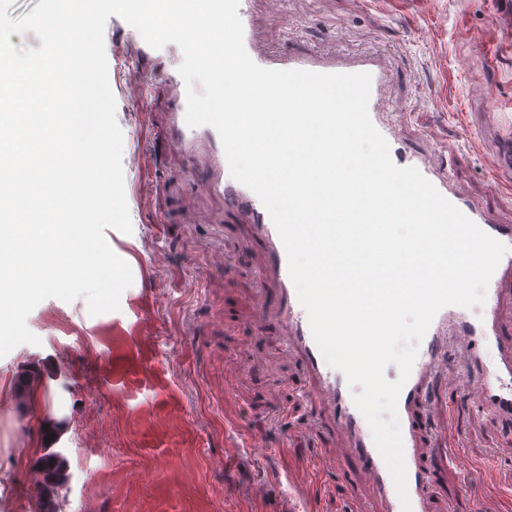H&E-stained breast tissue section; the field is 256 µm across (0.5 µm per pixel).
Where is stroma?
Wrapping results in <instances>:
<instances>
[{"label": "stroma", "instance_id": "obj_1", "mask_svg": "<svg viewBox=\"0 0 512 512\" xmlns=\"http://www.w3.org/2000/svg\"><path fill=\"white\" fill-rule=\"evenodd\" d=\"M256 47L388 76L381 109L402 116L401 142L445 159L458 191L512 224V0H253ZM123 156L131 233L106 229L134 281L116 311L49 298L27 317L38 344L0 357V512H37L36 481L60 421L68 481L62 512H380L364 475L327 425L298 355L286 351L274 309L260 311L254 277L267 263L222 196L199 189L185 155L152 131L179 108L162 81L136 103L138 56L122 21L104 31ZM222 249L234 270L212 272ZM267 323L256 328L258 316ZM238 378L224 376L225 360ZM35 375L24 403L18 380ZM480 374L437 380L423 419L428 512H512V426L477 412ZM274 450L258 460L251 438Z\"/></svg>", "mask_w": 512, "mask_h": 512}]
</instances>
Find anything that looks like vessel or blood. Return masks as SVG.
<instances>
[{
  "label": "vessel or blood",
  "instance_id": "1",
  "mask_svg": "<svg viewBox=\"0 0 512 512\" xmlns=\"http://www.w3.org/2000/svg\"><path fill=\"white\" fill-rule=\"evenodd\" d=\"M239 17L244 28V46L251 59L265 69L308 70L332 73L336 64L291 56L276 58L260 54L255 48L256 17L252 0H239ZM139 52L161 61L155 75L135 74L132 89L145 91L150 79L162 80L170 94L185 103L186 87L178 72L182 52L175 44L163 48L150 47L143 38H136ZM362 72L371 77L368 110L374 126L388 142L395 165L417 168L435 188L481 230L507 245L486 289L481 311L449 305L438 311L427 333L420 341L411 374L397 401V414L402 437L406 491L398 493L388 465L377 448L372 431L356 407L353 394L345 387L343 372L330 367L322 356L310 329L308 316L300 304L296 288L289 276L288 259L277 229L260 198L248 187L236 181L217 131L208 125L188 126L184 112L173 113L168 126L160 132L175 149L183 152L195 168L207 171L203 182L206 192L222 195L236 213L250 223L255 238L269 256V265L258 274L259 282L275 285L277 318L285 347L294 349L304 369L324 397L328 419L337 435L346 438L351 458L376 489L384 512H427L426 503L431 478L419 453L421 427L417 420L418 401L428 391L433 376L446 368L448 334H455L459 345L467 352L471 365L480 368L484 380L478 401L512 420V339L506 338L496 316L505 290L512 288V224L500 223L483 204L462 198L453 188L451 174L442 159L429 152H400V129L397 120L381 112L379 104L386 92V76L377 68L362 65Z\"/></svg>",
  "mask_w": 512,
  "mask_h": 512
}]
</instances>
